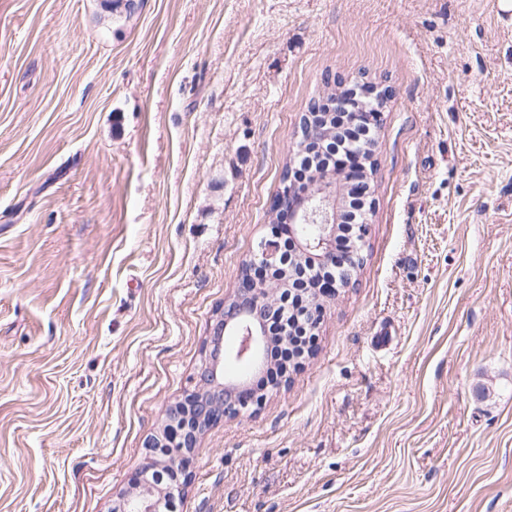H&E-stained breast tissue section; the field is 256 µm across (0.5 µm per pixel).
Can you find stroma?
<instances>
[{"instance_id": "35a3bbf8", "label": "stroma", "mask_w": 512, "mask_h": 512, "mask_svg": "<svg viewBox=\"0 0 512 512\" xmlns=\"http://www.w3.org/2000/svg\"><path fill=\"white\" fill-rule=\"evenodd\" d=\"M133 2L0 0V512H112L330 75L393 89L364 263L287 383L201 435L177 512H512L494 0Z\"/></svg>"}]
</instances>
